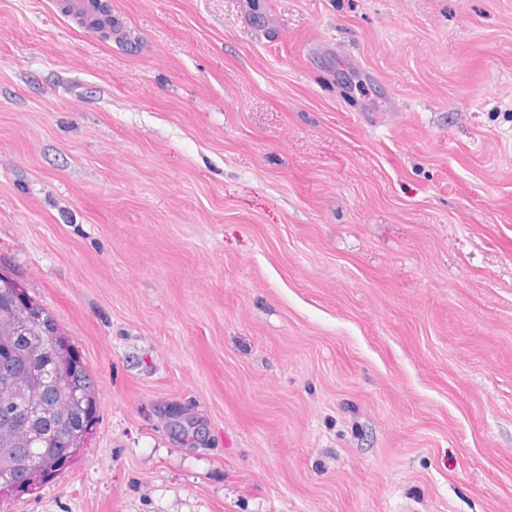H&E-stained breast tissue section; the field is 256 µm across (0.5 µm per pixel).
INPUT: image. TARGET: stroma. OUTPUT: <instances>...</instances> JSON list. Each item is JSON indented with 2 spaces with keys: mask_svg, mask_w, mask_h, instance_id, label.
Here are the masks:
<instances>
[{
  "mask_svg": "<svg viewBox=\"0 0 512 512\" xmlns=\"http://www.w3.org/2000/svg\"><path fill=\"white\" fill-rule=\"evenodd\" d=\"M107 2L0 0V272L98 398L0 512H512V0Z\"/></svg>",
  "mask_w": 512,
  "mask_h": 512,
  "instance_id": "35a3bbf8",
  "label": "stroma"
}]
</instances>
